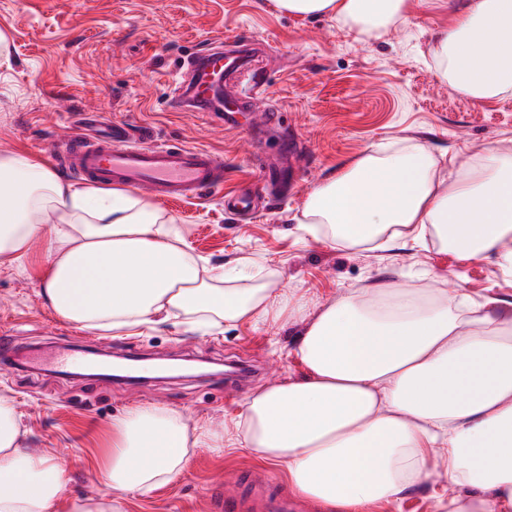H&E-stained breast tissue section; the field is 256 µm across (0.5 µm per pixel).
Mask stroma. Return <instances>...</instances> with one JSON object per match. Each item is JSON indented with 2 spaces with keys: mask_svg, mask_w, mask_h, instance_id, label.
Wrapping results in <instances>:
<instances>
[{
  "mask_svg": "<svg viewBox=\"0 0 512 512\" xmlns=\"http://www.w3.org/2000/svg\"><path fill=\"white\" fill-rule=\"evenodd\" d=\"M408 2V23L366 37L325 17L290 16L273 0H0V150L47 161L45 144L78 126L87 109L108 124L148 125L158 143L207 148L224 159L223 192L159 205L210 264L254 256L264 267L261 281L295 291L312 308L348 288L410 278L421 288L464 289L477 302L511 301L512 276L494 260L461 261L433 246L398 243L349 249L323 229L300 226L310 192L342 160L397 139L437 156L475 158L488 141L512 139V97L476 105L435 72L428 48L433 32L449 25L448 7ZM235 31L250 36L246 58L267 73L255 109L273 110V124L254 127L244 117L228 129L171 106L185 58ZM287 142L296 160L283 152ZM246 185L266 205L251 220L224 209L225 195ZM47 248V237L36 238L25 271L0 267V326L15 338L13 361L0 368V395L23 419V447L67 471L65 498L102 490L112 421L130 409L156 403L220 432L253 390L305 372L293 352L296 320L244 321L203 334L178 318L110 338L68 322L41 294ZM62 348L83 359L116 352L148 365L204 360L212 373L145 384L78 377L52 367ZM232 478L242 492L256 480L274 492L288 489L277 469L247 453L194 448L176 481L148 497L128 495L125 512H210L211 492Z\"/></svg>",
  "mask_w": 512,
  "mask_h": 512,
  "instance_id": "stroma-1",
  "label": "stroma"
}]
</instances>
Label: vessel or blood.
I'll list each match as a JSON object with an SVG mask.
<instances>
[{
	"label": "vessel or blood",
	"mask_w": 512,
	"mask_h": 512,
	"mask_svg": "<svg viewBox=\"0 0 512 512\" xmlns=\"http://www.w3.org/2000/svg\"><path fill=\"white\" fill-rule=\"evenodd\" d=\"M183 66L192 89L190 111L218 124L233 125L243 106L234 101L228 113L214 110L211 77L244 79L253 95L265 85L262 70L245 63L231 65L220 44L191 53ZM49 150L67 172L106 188H130L166 200H188L224 188V160L217 154L200 147L154 143L150 128L134 136L125 127L102 125L95 112L83 113L81 130L68 131ZM212 507L214 512H292L293 503L284 495L256 490L243 496L229 490Z\"/></svg>",
	"instance_id": "1"
}]
</instances>
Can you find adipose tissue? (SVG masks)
<instances>
[{
  "mask_svg": "<svg viewBox=\"0 0 512 512\" xmlns=\"http://www.w3.org/2000/svg\"><path fill=\"white\" fill-rule=\"evenodd\" d=\"M276 5L363 35L408 19V0ZM451 13L429 48L438 75L477 104L512 96V0H454ZM459 170L449 175L416 144L369 153L316 187L303 217L347 248L432 244L461 260L495 259L511 275L512 147L489 142ZM44 233L42 294L83 328L128 332L182 312L211 328L271 316L304 323L294 349L304 376L250 393L231 430L191 427L153 404L114 420L106 488L72 499L68 512H124L127 493L175 481L193 448L244 449L325 512H377L436 470L460 491L435 495V512H512V301L471 306L464 290L404 281L346 290L311 313L291 290L226 288L223 269H205L150 200L66 182L27 153L1 150L0 266L23 267ZM24 434L0 396V512H53L67 472L26 452Z\"/></svg>",
  "mask_w": 512,
  "mask_h": 512,
  "instance_id": "obj_1",
  "label": "adipose tissue"
}]
</instances>
